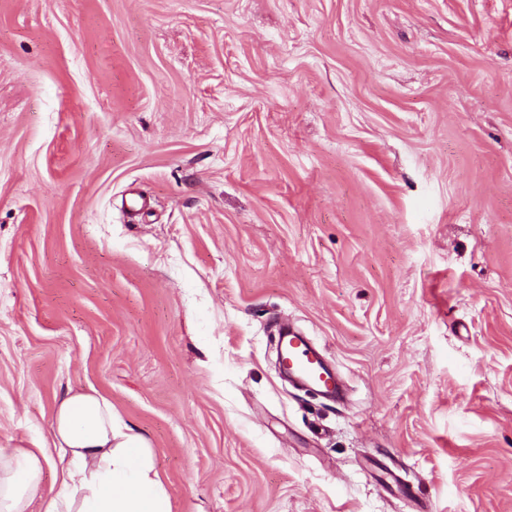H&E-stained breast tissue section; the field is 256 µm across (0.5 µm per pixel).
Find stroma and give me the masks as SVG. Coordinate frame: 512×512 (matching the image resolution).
<instances>
[{"instance_id": "35a3bbf8", "label": "stroma", "mask_w": 512, "mask_h": 512, "mask_svg": "<svg viewBox=\"0 0 512 512\" xmlns=\"http://www.w3.org/2000/svg\"><path fill=\"white\" fill-rule=\"evenodd\" d=\"M91 390L172 512H512V0H0V448ZM282 366L288 370V375L300 383L328 395L337 396L339 385L336 377L329 372L326 365L315 350L310 348L301 335L288 329L280 343Z\"/></svg>"}]
</instances>
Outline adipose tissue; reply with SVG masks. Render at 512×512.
<instances>
[{"instance_id":"1","label":"adipose tissue","mask_w":512,"mask_h":512,"mask_svg":"<svg viewBox=\"0 0 512 512\" xmlns=\"http://www.w3.org/2000/svg\"><path fill=\"white\" fill-rule=\"evenodd\" d=\"M54 446L66 464L41 512H171L148 443L97 392L66 395L55 409ZM44 450L0 448V512H26L42 481Z\"/></svg>"}]
</instances>
